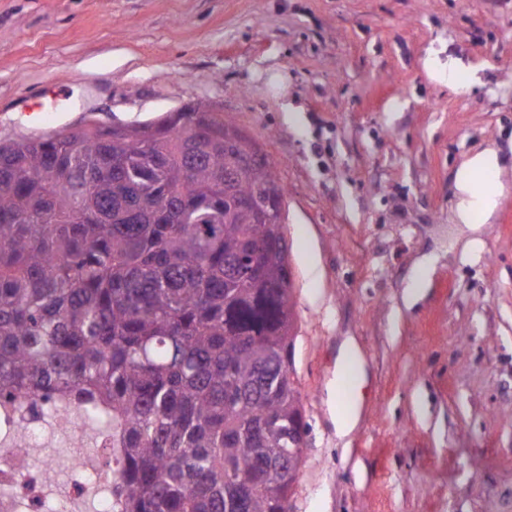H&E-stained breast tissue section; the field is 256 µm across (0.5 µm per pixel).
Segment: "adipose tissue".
<instances>
[{
	"label": "adipose tissue",
	"mask_w": 512,
	"mask_h": 512,
	"mask_svg": "<svg viewBox=\"0 0 512 512\" xmlns=\"http://www.w3.org/2000/svg\"><path fill=\"white\" fill-rule=\"evenodd\" d=\"M500 174L498 156L491 149L474 155L461 166L456 177L460 223L474 226L478 215L494 209Z\"/></svg>",
	"instance_id": "1"
}]
</instances>
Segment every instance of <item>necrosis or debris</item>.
Here are the masks:
<instances>
[{"label": "necrosis or debris", "instance_id": "1", "mask_svg": "<svg viewBox=\"0 0 512 512\" xmlns=\"http://www.w3.org/2000/svg\"><path fill=\"white\" fill-rule=\"evenodd\" d=\"M85 393L33 403L0 405V512H73L89 484L104 495L112 493V433L99 436L97 456L80 455L84 432L76 421L79 409L92 406ZM55 442L75 449L72 473L57 495L46 492V474L35 464L32 449Z\"/></svg>", "mask_w": 512, "mask_h": 512}]
</instances>
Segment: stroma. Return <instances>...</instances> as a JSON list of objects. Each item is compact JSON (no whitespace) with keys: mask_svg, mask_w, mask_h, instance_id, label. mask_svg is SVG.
Here are the masks:
<instances>
[{"mask_svg":"<svg viewBox=\"0 0 512 512\" xmlns=\"http://www.w3.org/2000/svg\"><path fill=\"white\" fill-rule=\"evenodd\" d=\"M198 100L285 189L308 423L291 512H512V0H0V141ZM488 148L498 201L472 232L455 179ZM350 338L366 375L341 437Z\"/></svg>","mask_w":512,"mask_h":512,"instance_id":"stroma-1","label":"stroma"}]
</instances>
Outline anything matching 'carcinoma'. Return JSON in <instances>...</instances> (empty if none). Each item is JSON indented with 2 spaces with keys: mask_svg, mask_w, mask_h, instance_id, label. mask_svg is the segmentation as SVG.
<instances>
[{
  "mask_svg": "<svg viewBox=\"0 0 512 512\" xmlns=\"http://www.w3.org/2000/svg\"><path fill=\"white\" fill-rule=\"evenodd\" d=\"M0 142V399L80 389L112 512H288L307 422L269 159L233 120Z\"/></svg>",
  "mask_w": 512,
  "mask_h": 512,
  "instance_id": "carcinoma-1",
  "label": "carcinoma"
}]
</instances>
